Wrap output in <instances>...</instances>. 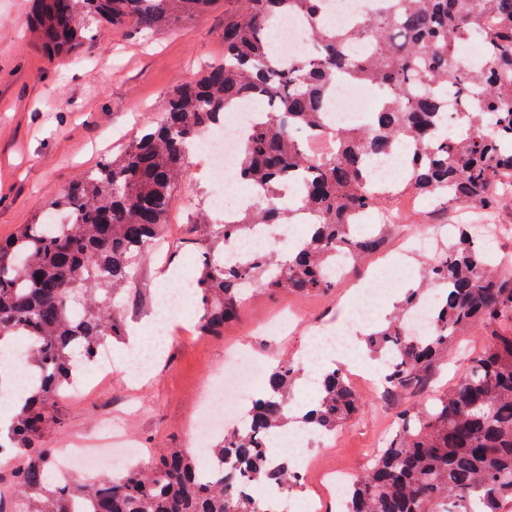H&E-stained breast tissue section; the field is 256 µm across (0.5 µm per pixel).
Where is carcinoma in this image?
<instances>
[{"label":"carcinoma","mask_w":512,"mask_h":512,"mask_svg":"<svg viewBox=\"0 0 512 512\" xmlns=\"http://www.w3.org/2000/svg\"><path fill=\"white\" fill-rule=\"evenodd\" d=\"M215 0H35L32 34L49 55L68 54L110 26L130 34L187 25ZM224 10V58L200 78L174 89L156 121L141 127L120 154L108 155L52 200L40 222L0 242V337L33 341L26 366L42 371L7 429L0 449L13 457L11 484L25 495L24 512H265L245 485H301L288 461L265 449L267 434L300 422L332 433L361 407L341 369L324 370L319 395L300 417L291 410L301 368L280 362L250 408L251 427L228 431L210 457L232 466L199 478V462L180 450L156 448L108 479L56 477L52 449L39 446L56 417L52 399L73 382L75 360L96 361L121 343L127 325L118 296L144 251L168 223L190 148L220 124L224 109L250 102L262 120L243 143L239 180L262 191L264 209L235 224H210L195 247L197 327L221 336L238 318L245 283L268 293L327 292L325 267L340 252L353 271L383 244L380 231L359 233L355 219L399 192L443 205H490L512 187V0H381L379 11L338 28L324 0H232ZM304 22L312 56L283 67L269 51V31L285 17ZM478 37V65L448 74L454 49ZM339 79L372 86L380 107L365 125L330 131L332 149L310 153L295 132L327 131L326 106ZM456 97L448 133V84ZM405 149L406 177L379 185L374 168ZM301 179L297 208L280 204L288 179ZM315 216L301 247L271 251L233 267L214 259L253 224H290L295 211ZM512 259H491L472 230L436 255L427 281L444 288L426 335L405 331L404 315L421 300L410 288L402 314L369 326L367 347L383 357L389 386L428 382L436 362L469 330L484 333L445 392L396 411L388 446L370 459L345 492L343 512H506L512 506Z\"/></svg>","instance_id":"obj_1"}]
</instances>
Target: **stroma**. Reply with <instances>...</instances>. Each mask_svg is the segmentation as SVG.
<instances>
[{
    "label": "stroma",
    "mask_w": 512,
    "mask_h": 512,
    "mask_svg": "<svg viewBox=\"0 0 512 512\" xmlns=\"http://www.w3.org/2000/svg\"><path fill=\"white\" fill-rule=\"evenodd\" d=\"M33 0H0V239L11 238L25 224L41 217L48 201L65 192L79 174L101 155L119 153L139 127L154 120L164 97L179 84L198 76L204 66L224 53V4L216 0L211 10L193 23L133 38L123 31L105 29L100 41L86 44L77 57L60 60L43 54L26 30ZM219 184L201 178L195 167L177 191L176 203L163 234L160 254L146 257L137 267L123 303L130 327L151 315L154 294L171 287L168 269L183 266L184 255L175 245L201 234L203 225L217 223L211 207ZM400 214L406 226L470 224L483 216L512 224V192L501 196L492 209L475 205L418 207L401 196L384 204ZM427 255L405 257L396 239L384 252L372 255L354 280L368 284L385 266L403 277H419ZM302 305L308 318L288 336L261 332L264 315ZM349 289L326 294L254 292L244 303L239 319L223 335L205 336L195 319L174 334L154 376L140 386L129 382L121 368L124 345H114L116 368L104 393L67 394L54 400L52 409L60 423L44 438L48 448H63L74 438L90 436L105 413L131 407V430L139 439L140 459H148L150 446L189 449L192 423L201 421L200 401L207 376L222 371L229 346L256 351L274 364L295 361L306 346L312 326L335 323L350 315ZM478 335L449 346L438 362L429 386L411 383L397 393L396 405H413L429 391L446 389L455 375L461 351L479 349ZM362 410L341 428L337 448L318 456L316 465L348 466L361 471L368 464L364 448L370 447L394 417L388 405L363 393Z\"/></svg>",
    "instance_id": "stroma-1"
}]
</instances>
